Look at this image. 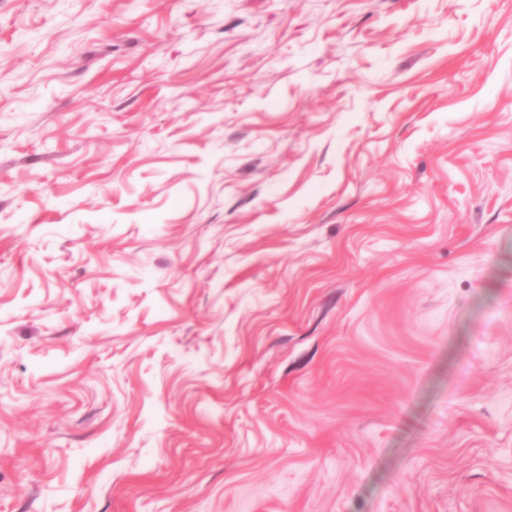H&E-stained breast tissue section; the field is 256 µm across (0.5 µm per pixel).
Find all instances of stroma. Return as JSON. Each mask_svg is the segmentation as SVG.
<instances>
[{
    "label": "stroma",
    "mask_w": 512,
    "mask_h": 512,
    "mask_svg": "<svg viewBox=\"0 0 512 512\" xmlns=\"http://www.w3.org/2000/svg\"><path fill=\"white\" fill-rule=\"evenodd\" d=\"M0 512H512V0H0Z\"/></svg>",
    "instance_id": "obj_1"
}]
</instances>
